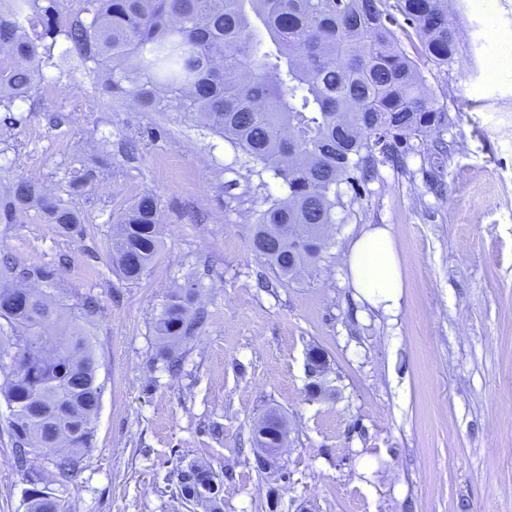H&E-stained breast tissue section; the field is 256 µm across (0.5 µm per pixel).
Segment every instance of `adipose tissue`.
I'll use <instances>...</instances> for the list:
<instances>
[{"mask_svg":"<svg viewBox=\"0 0 512 512\" xmlns=\"http://www.w3.org/2000/svg\"><path fill=\"white\" fill-rule=\"evenodd\" d=\"M346 263L358 300L372 309L395 314L403 278L389 228L376 226L364 231L349 245Z\"/></svg>","mask_w":512,"mask_h":512,"instance_id":"obj_1","label":"adipose tissue"}]
</instances>
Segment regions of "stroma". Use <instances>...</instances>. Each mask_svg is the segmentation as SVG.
<instances>
[{
	"label": "stroma",
	"instance_id": "obj_1",
	"mask_svg": "<svg viewBox=\"0 0 512 512\" xmlns=\"http://www.w3.org/2000/svg\"><path fill=\"white\" fill-rule=\"evenodd\" d=\"M459 28L449 64L397 36L449 124L410 138L406 166L378 163L341 203L322 260L279 277L251 250L267 196L240 152L176 112L106 94L64 37L44 40L31 96L0 112V192L35 181L80 211L61 236L33 210L0 224V256L46 267L56 295L97 303L82 325L103 386L82 472L34 458L68 512H208L182 505L190 466L224 479L222 512H512V0H448ZM106 157L78 192L71 181ZM160 203L164 245L140 280L112 271L114 219L139 195ZM388 227L405 288L396 315L357 301L350 241ZM206 313L161 358L168 294ZM327 357L325 396L307 356ZM286 418L280 468L257 472L254 423ZM0 403V512H25Z\"/></svg>",
	"mask_w": 512,
	"mask_h": 512
}]
</instances>
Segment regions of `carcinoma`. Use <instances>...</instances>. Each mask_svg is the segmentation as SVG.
<instances>
[{
  "mask_svg": "<svg viewBox=\"0 0 512 512\" xmlns=\"http://www.w3.org/2000/svg\"><path fill=\"white\" fill-rule=\"evenodd\" d=\"M87 16L57 31V0H0V108L30 94L41 41L64 35L83 64L114 98L143 112H179L220 136L288 189L260 211L252 250L283 277L321 258L325 243L309 226L336 223L339 185L370 175L377 157L400 166L408 139L440 125L447 106L425 94L415 61L394 27L410 25L423 53L447 64L458 31L447 0H88ZM38 19L42 32L28 35ZM33 208L68 237L83 234L64 199L20 179L0 194V224ZM112 267L138 280L160 253V204L140 195L118 218ZM0 266L15 282L0 283V397L10 410L15 466L30 485L26 512H67L65 501L33 455L73 477L93 448L92 421L102 386L90 341L76 317L25 283L51 273L41 266ZM201 310L191 293L175 291L156 333L166 359ZM213 472L183 471V503L220 512Z\"/></svg>",
  "mask_w": 512,
  "mask_h": 512,
  "instance_id": "cac0c4a2",
  "label": "carcinoma"
}]
</instances>
